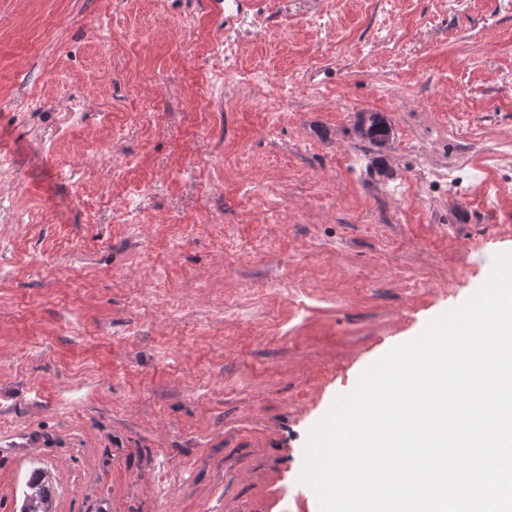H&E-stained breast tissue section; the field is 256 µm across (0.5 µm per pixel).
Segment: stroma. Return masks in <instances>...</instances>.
Here are the masks:
<instances>
[{
  "instance_id": "35a3bbf8",
  "label": "stroma",
  "mask_w": 512,
  "mask_h": 512,
  "mask_svg": "<svg viewBox=\"0 0 512 512\" xmlns=\"http://www.w3.org/2000/svg\"><path fill=\"white\" fill-rule=\"evenodd\" d=\"M490 130L512 0H0V512H319L310 430L512 253ZM421 142L432 213L384 194ZM355 131L363 140H368L374 145H383L390 136L387 121L377 112L360 114ZM22 512H51V492L48 482L38 472L27 482Z\"/></svg>"
}]
</instances>
